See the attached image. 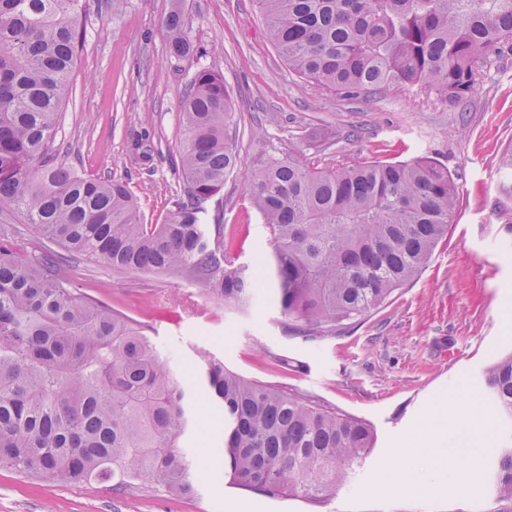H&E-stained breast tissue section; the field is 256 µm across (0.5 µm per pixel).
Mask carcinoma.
Here are the masks:
<instances>
[{"label": "carcinoma", "instance_id": "obj_1", "mask_svg": "<svg viewBox=\"0 0 512 512\" xmlns=\"http://www.w3.org/2000/svg\"><path fill=\"white\" fill-rule=\"evenodd\" d=\"M89 0H0V205L67 255L114 271L177 274L235 307L256 300L224 225L204 203L237 164L224 77L198 71L183 96V190L161 224L141 221L127 185L59 160L62 104ZM271 42L302 78L344 97L391 84L428 89L458 107L491 54L512 48V0H257ZM170 56L192 54L182 14L165 20ZM273 242V299L287 326L336 333L414 280L456 216L444 165L368 160L322 170L269 154L247 187ZM0 224V466L51 484L98 481L112 491L195 493L178 449L187 392L147 327L76 295L64 258L20 255ZM201 388L224 409V476L268 498L324 501L351 483L371 428L314 401L249 381L200 354ZM496 411L512 418V353L486 368ZM512 499V448L497 459Z\"/></svg>", "mask_w": 512, "mask_h": 512}]
</instances>
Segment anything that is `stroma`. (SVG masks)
<instances>
[{"instance_id": "obj_1", "label": "stroma", "mask_w": 512, "mask_h": 512, "mask_svg": "<svg viewBox=\"0 0 512 512\" xmlns=\"http://www.w3.org/2000/svg\"><path fill=\"white\" fill-rule=\"evenodd\" d=\"M63 107L57 142L78 172L126 180L143 223H163L182 185L181 101L196 72L223 75L234 102L229 128L238 166L206 202L209 218L233 231V249L263 300L247 309L208 299L173 275L116 272L101 262L70 261L75 293L112 304L148 325L180 379L193 383L207 351L244 378L299 392L322 407L366 422L373 448L352 486L312 502L269 499L228 485L215 448L224 416L206 397L194 400L193 429L179 444L195 465L194 496L163 490L112 492L97 483L51 484L0 468V512H512L497 496V448L512 425L491 414L482 373L512 350V193L498 162L512 150V50L491 56L466 102L442 106L417 86L389 87L347 99L289 69L268 38L256 0H90ZM180 9L196 53L171 58L164 22ZM327 126L337 146L318 151L302 132ZM154 144L151 161L135 151ZM318 169L373 160L433 158L452 174L458 210L448 235L412 283L334 335L310 339L287 329L265 300L273 245L245 187L269 153ZM489 414L490 447L469 489L451 484L395 489L396 454L423 430L450 392Z\"/></svg>"}]
</instances>
